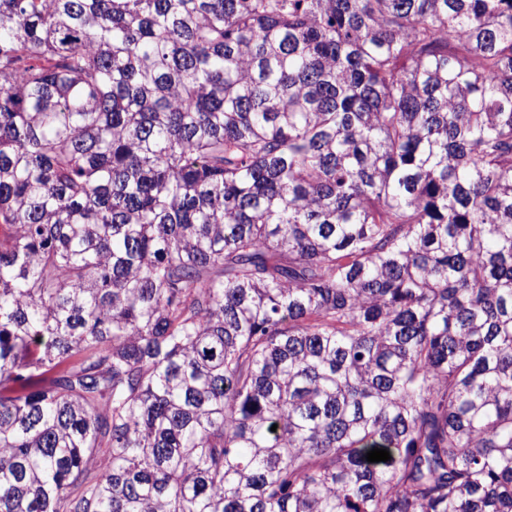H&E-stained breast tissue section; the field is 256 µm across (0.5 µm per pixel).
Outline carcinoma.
<instances>
[{"label":"carcinoma","mask_w":512,"mask_h":512,"mask_svg":"<svg viewBox=\"0 0 512 512\" xmlns=\"http://www.w3.org/2000/svg\"><path fill=\"white\" fill-rule=\"evenodd\" d=\"M0 512H512V0H0Z\"/></svg>","instance_id":"carcinoma-1"}]
</instances>
